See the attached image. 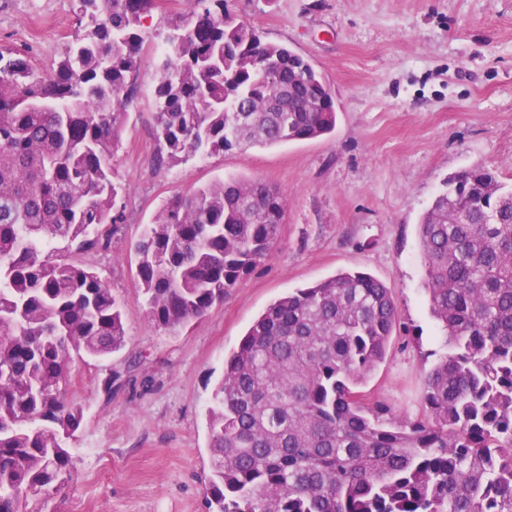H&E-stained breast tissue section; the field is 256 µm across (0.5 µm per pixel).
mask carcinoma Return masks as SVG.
<instances>
[{"instance_id":"carcinoma-1","label":"carcinoma","mask_w":512,"mask_h":512,"mask_svg":"<svg viewBox=\"0 0 512 512\" xmlns=\"http://www.w3.org/2000/svg\"><path fill=\"white\" fill-rule=\"evenodd\" d=\"M88 19L44 75L0 50V512H44L74 476L83 408L69 352L126 341L128 312L76 252H107L126 186L112 157L153 0H73ZM227 0H193L156 66V167L331 133L336 103L311 65L266 42ZM284 200L217 180L167 200L135 246L146 314L175 331L273 254ZM440 332L421 413L360 387L397 328L392 291L341 271L292 291L224 360L207 408L213 512H512V190L487 167L448 177L418 224Z\"/></svg>"}]
</instances>
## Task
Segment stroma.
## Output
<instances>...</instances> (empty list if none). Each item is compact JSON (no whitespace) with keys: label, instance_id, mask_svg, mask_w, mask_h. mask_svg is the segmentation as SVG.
<instances>
[{"label":"stroma","instance_id":"1","mask_svg":"<svg viewBox=\"0 0 512 512\" xmlns=\"http://www.w3.org/2000/svg\"><path fill=\"white\" fill-rule=\"evenodd\" d=\"M264 40L321 74L336 102L322 137L233 149L156 169L155 47L188 0H155L112 173L129 189L106 253L85 254L129 312L124 347L69 358L84 419L75 479L53 512H209L206 411L224 359L278 298L340 271L391 289L400 330L364 390L400 416L421 411L436 325L417 225L446 178L475 165L512 188V0H227ZM80 28L73 0H0V49L50 70ZM259 178L286 202L276 253L223 303L168 332L145 314L134 245L163 202L218 179Z\"/></svg>","mask_w":512,"mask_h":512}]
</instances>
